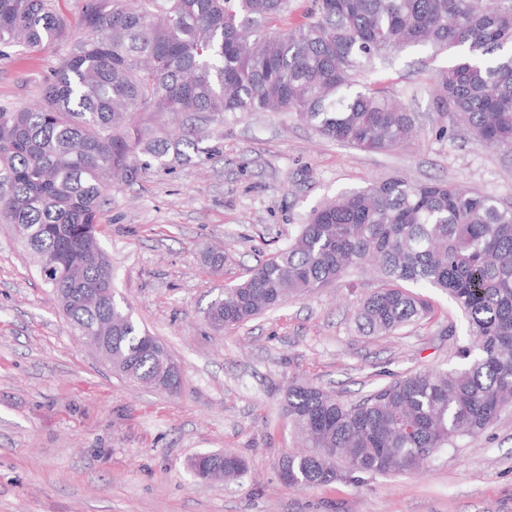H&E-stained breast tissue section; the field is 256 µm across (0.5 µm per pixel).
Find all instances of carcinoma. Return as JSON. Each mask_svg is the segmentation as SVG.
Wrapping results in <instances>:
<instances>
[{
	"instance_id": "carcinoma-1",
	"label": "carcinoma",
	"mask_w": 512,
	"mask_h": 512,
	"mask_svg": "<svg viewBox=\"0 0 512 512\" xmlns=\"http://www.w3.org/2000/svg\"><path fill=\"white\" fill-rule=\"evenodd\" d=\"M0 0V46L57 49L43 104L0 108V224L37 262L73 330L112 319L113 372L168 381L159 340L112 289L97 239L107 175L209 155L210 133L161 136L164 114L224 124L248 112H289L338 144L385 150L416 132L417 116L368 80L374 59L408 46L451 54L435 78L438 111L491 148L512 151V0ZM372 263L384 286L357 317L392 335L429 317L417 288H438L465 313L462 367L410 372L356 402L293 382L285 406L303 450L283 456L289 485L312 488L354 475L412 472L462 437H477L512 402V209L446 181L390 177L312 211L288 244L224 288L208 309L236 326L341 281ZM83 265L74 282L67 270ZM102 290L91 306L81 295ZM245 460L224 453V480Z\"/></svg>"
}]
</instances>
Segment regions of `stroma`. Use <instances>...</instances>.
<instances>
[{"instance_id":"obj_1","label":"stroma","mask_w":512,"mask_h":512,"mask_svg":"<svg viewBox=\"0 0 512 512\" xmlns=\"http://www.w3.org/2000/svg\"><path fill=\"white\" fill-rule=\"evenodd\" d=\"M447 53L410 46L371 74L417 116L384 151L343 146L294 115L228 118L214 153L114 183L97 237L118 297L179 361L177 394L113 373L77 340L34 257L0 224V512H512V407L416 473L300 490L278 476L298 448L283 397L298 378L348 401L409 372L457 365L468 321L435 288L430 318L394 336L360 329L372 267L231 329L207 320L224 287L270 257L336 194L386 176L440 179L512 208V153L477 143L436 108ZM58 57L0 49V106L37 103ZM447 135H440V128ZM224 254V267L206 262ZM453 327L454 336L444 334ZM242 456V482L201 483L190 460Z\"/></svg>"}]
</instances>
